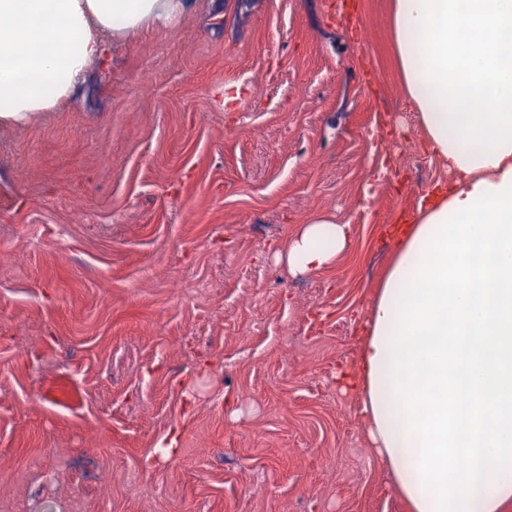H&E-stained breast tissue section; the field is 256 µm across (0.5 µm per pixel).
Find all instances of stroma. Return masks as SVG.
Instances as JSON below:
<instances>
[{
  "mask_svg": "<svg viewBox=\"0 0 512 512\" xmlns=\"http://www.w3.org/2000/svg\"><path fill=\"white\" fill-rule=\"evenodd\" d=\"M356 2L189 0L0 125V512H406L336 375L448 172ZM318 215L353 247L292 277L269 248Z\"/></svg>",
  "mask_w": 512,
  "mask_h": 512,
  "instance_id": "obj_1",
  "label": "stroma"
}]
</instances>
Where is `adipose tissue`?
<instances>
[{"label": "adipose tissue", "instance_id": "1", "mask_svg": "<svg viewBox=\"0 0 512 512\" xmlns=\"http://www.w3.org/2000/svg\"><path fill=\"white\" fill-rule=\"evenodd\" d=\"M187 0H0V120L69 103L112 45ZM403 92L451 174L389 231L392 258L340 371L408 512H512V0H392ZM350 224L297 225L274 259L323 271Z\"/></svg>", "mask_w": 512, "mask_h": 512}]
</instances>
